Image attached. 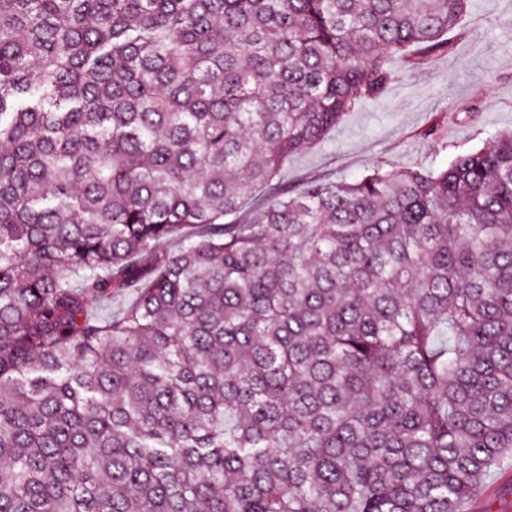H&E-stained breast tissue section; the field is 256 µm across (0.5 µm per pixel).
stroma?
I'll use <instances>...</instances> for the list:
<instances>
[{"label":"stroma","instance_id":"1","mask_svg":"<svg viewBox=\"0 0 512 512\" xmlns=\"http://www.w3.org/2000/svg\"><path fill=\"white\" fill-rule=\"evenodd\" d=\"M457 30L450 52L413 67L394 61L397 76L379 101L350 112L317 147L291 156L282 182L352 180L379 165L437 170L453 154L486 146L493 132L512 128V0H473ZM448 108L460 118L440 124L443 151L423 132ZM464 512H512V458L492 468Z\"/></svg>","mask_w":512,"mask_h":512}]
</instances>
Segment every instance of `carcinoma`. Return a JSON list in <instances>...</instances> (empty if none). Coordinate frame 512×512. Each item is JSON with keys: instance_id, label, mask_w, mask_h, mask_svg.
Returning <instances> with one entry per match:
<instances>
[{"instance_id": "1", "label": "carcinoma", "mask_w": 512, "mask_h": 512, "mask_svg": "<svg viewBox=\"0 0 512 512\" xmlns=\"http://www.w3.org/2000/svg\"><path fill=\"white\" fill-rule=\"evenodd\" d=\"M468 2L0 0V512H462L512 456V130L280 174Z\"/></svg>"}]
</instances>
